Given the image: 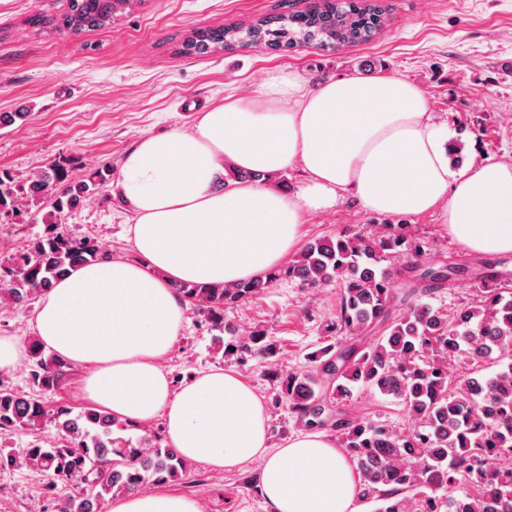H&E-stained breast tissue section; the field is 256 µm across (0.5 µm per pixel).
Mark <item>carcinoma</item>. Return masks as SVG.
Listing matches in <instances>:
<instances>
[{
	"instance_id": "obj_1",
	"label": "carcinoma",
	"mask_w": 512,
	"mask_h": 512,
	"mask_svg": "<svg viewBox=\"0 0 512 512\" xmlns=\"http://www.w3.org/2000/svg\"><path fill=\"white\" fill-rule=\"evenodd\" d=\"M131 0L114 11L112 0H63L38 8L26 19L37 29L81 34L112 26L116 17L134 11ZM386 7L380 0H345L319 12L263 17L246 26L199 28L181 43L179 53L207 56L254 46L272 51L315 44L334 51L362 45L378 33ZM111 168L82 179L52 162L27 177L0 172V224L31 219L43 232L29 238L0 261V294L12 304L36 302L72 269L102 261L108 253L94 238L76 237L62 228V218L84 200L107 191ZM399 252L421 248L394 232L367 236L341 234L306 242L287 267L264 279L224 284L176 283L212 329L228 333L224 360L243 364L252 356L272 358L277 344L264 330L245 334L224 323V308L257 297L278 277L304 287L341 285L336 321L328 326L335 342L309 357L306 370H270L276 401L308 428H330L338 447L359 475V495L377 503L375 512H512V292L498 287L500 262H483V300L452 313L429 304L395 309L393 278L381 264ZM466 267L444 262L425 270L407 268L417 291L432 293L465 273ZM377 330L378 336H369ZM472 364L455 373L460 357ZM30 379L41 392L58 390L73 366L35 339L28 345ZM492 364L497 370L483 373ZM363 389L392 396L411 422L407 430L366 417L346 419L329 408ZM50 425L57 439L44 448L25 449L29 468L44 474V494L54 512H106L117 495L147 484L178 480L188 461L157 439L143 437L130 448L117 446L114 430L127 424L92 407L76 412L67 405L48 408L34 396L0 385V434ZM78 482L73 493L58 496V484Z\"/></svg>"
}]
</instances>
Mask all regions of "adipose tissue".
I'll list each match as a JSON object with an SVG mask.
<instances>
[{
	"label": "adipose tissue",
	"instance_id": "obj_1",
	"mask_svg": "<svg viewBox=\"0 0 512 512\" xmlns=\"http://www.w3.org/2000/svg\"><path fill=\"white\" fill-rule=\"evenodd\" d=\"M232 166L301 169L294 193L225 183ZM116 193L132 214L136 259L72 269L42 295L33 321L47 351L85 368L83 400L132 428L162 419L185 459L231 470L260 458L270 512H361L354 464L334 438L308 433L269 446V416L233 370L172 389L159 361L183 324L174 283L235 284L282 267L305 216L343 198L386 215L438 213L469 253L512 254V164L459 167L424 92L396 76L316 86L268 72L255 98L225 95L187 131L141 138L123 156ZM109 512H200L193 498L135 492Z\"/></svg>",
	"mask_w": 512,
	"mask_h": 512
}]
</instances>
